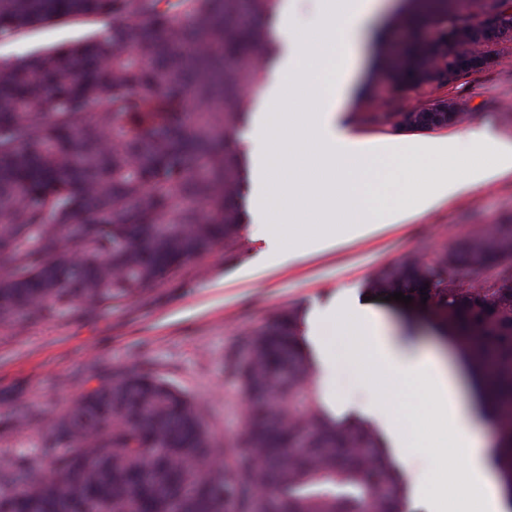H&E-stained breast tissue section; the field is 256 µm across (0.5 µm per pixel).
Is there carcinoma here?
I'll return each mask as SVG.
<instances>
[{"label": "carcinoma", "instance_id": "obj_1", "mask_svg": "<svg viewBox=\"0 0 512 512\" xmlns=\"http://www.w3.org/2000/svg\"><path fill=\"white\" fill-rule=\"evenodd\" d=\"M278 2L248 0L244 24L241 0H0V39L110 20L90 39L0 63L1 325L133 297L237 235L235 136L275 54L265 27ZM487 7L408 0L396 25L428 20L435 37L413 39L403 64L376 76L402 88L456 81L460 58L482 53L471 21L512 25ZM366 292L412 298L408 312L482 370L490 398L477 402L512 501V222L385 266ZM303 324L291 308L246 335L231 370L251 408L223 460L204 409L142 368L92 375L47 420L15 412L44 442L0 468V512H403L402 464L369 421L327 412Z\"/></svg>", "mask_w": 512, "mask_h": 512}]
</instances>
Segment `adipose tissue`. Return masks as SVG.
<instances>
[{"mask_svg": "<svg viewBox=\"0 0 512 512\" xmlns=\"http://www.w3.org/2000/svg\"><path fill=\"white\" fill-rule=\"evenodd\" d=\"M299 2L281 0L278 7L272 37L285 54L245 132L262 158L258 223L269 243L295 257L369 225L401 223L408 210L432 209L512 174V140L487 127L423 142L428 169L422 175L389 146L366 148L344 126L343 112L358 80L363 31L384 10L385 0H316V28L309 33L297 22ZM285 99L296 102L295 113L278 112ZM484 143L493 147L491 163L464 164L466 147ZM281 224H307L311 230L285 239L277 231ZM342 320L374 325L367 348L353 360L371 390L366 407L385 419L392 443L406 444L414 430L401 405L407 386L420 385L460 461L452 480L462 500L478 498L483 512H512L483 423L465 398L462 374L386 334L372 303L339 305L326 319L325 335L335 333Z\"/></svg>", "mask_w": 512, "mask_h": 512, "instance_id": "ef3b65f1", "label": "adipose tissue"}]
</instances>
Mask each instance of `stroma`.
Listing matches in <instances>:
<instances>
[{"mask_svg": "<svg viewBox=\"0 0 512 512\" xmlns=\"http://www.w3.org/2000/svg\"><path fill=\"white\" fill-rule=\"evenodd\" d=\"M106 25L100 18L61 19L23 30L0 40V62L74 43ZM448 98L464 103L468 116L443 128V135L487 125L512 139V47L483 71L441 87L398 90L380 80H363L347 105L345 124L368 146L387 138L409 153L419 132L382 121L380 113ZM247 160L249 190L237 238L188 261L134 297L88 313L72 310L15 326L0 325V461L28 454L43 442L37 428L10 427L8 411L56 414L78 398L90 372L130 367L149 369L202 402L219 448L232 446L242 430L244 398L227 373V357L247 333L288 307L303 311L304 341L316 374L330 379V393L323 399L326 408L336 418H347L354 377L341 368L326 372L316 342L321 320L335 309L337 299L362 293L376 269L403 256H430L485 225L512 222L510 175L404 223L378 224L364 235L323 245L295 259L273 257L268 243L255 234L261 162L252 152ZM379 308L381 324L390 334L454 362L453 345L431 325L386 302ZM405 409L419 421L420 434L409 457L424 475L423 481H409V499L419 502L438 492L442 512H459L461 499L448 485L456 459L451 449L440 447L443 435L428 414L421 389L411 388Z\"/></svg>", "mask_w": 512, "mask_h": 512, "instance_id": "obj_1", "label": "stroma"}]
</instances>
